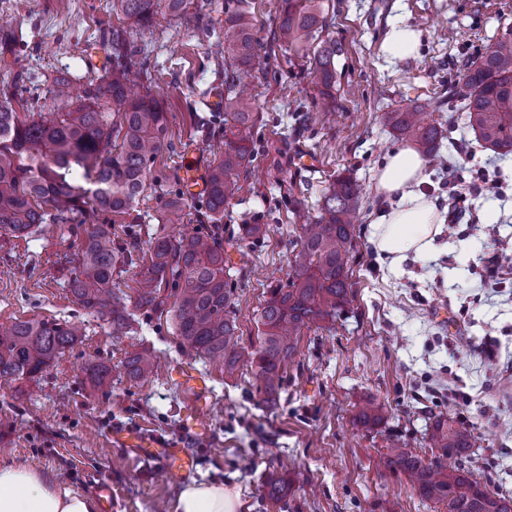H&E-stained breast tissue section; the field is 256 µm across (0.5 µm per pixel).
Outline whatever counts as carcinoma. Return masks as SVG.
<instances>
[{"mask_svg": "<svg viewBox=\"0 0 512 512\" xmlns=\"http://www.w3.org/2000/svg\"><path fill=\"white\" fill-rule=\"evenodd\" d=\"M112 12L140 25L165 8L175 17L187 0H111ZM328 27L323 0H280L279 26L273 40L309 60L323 103L336 100V57L342 47L322 38ZM259 56L250 0L224 5V155L209 170L206 208L213 230L175 235L167 227L183 223V192L167 201L159 225L132 224L130 242H112V227L95 224L85 231L72 264L70 293L84 309L109 318L112 335L126 336L138 323L136 312H169L180 346L198 354L224 358V372L247 367L259 404L277 405L286 369L298 355L303 330L333 324L350 302L349 260L352 227L361 189L349 174H338L310 223L302 225L300 249L287 281L271 285L257 321V345H240L234 283L226 274L224 239L220 235L224 207L237 196L239 169L254 155L253 129L258 121L241 74ZM123 51L112 45V74L83 91L64 76L52 80L49 93L55 111L43 115L29 106L20 114L13 92L0 89V238H28L44 224H59L86 208L131 214L146 188L155 158L167 147V119L158 100L132 93L137 72ZM465 125L484 146L502 156L512 153V31L465 64ZM440 109L434 97L419 106L392 110L384 116L393 135L416 145L427 158H441L444 131L421 122L420 110ZM267 235L264 224H240L236 239L257 245ZM138 267L134 295L114 282V273ZM173 303H168V299ZM82 336L67 320L31 318L0 330V378L31 379L53 363ZM129 377H157L162 366L152 356L133 353L125 362ZM379 409L360 408L358 422L376 426ZM426 446L438 459L426 460L390 443L386 465L409 475L424 501L447 504L448 512H512V496L492 492L470 478L462 467L441 459L467 460L474 455L472 431L453 417L438 415L429 427ZM291 479L270 473L261 482L264 499L283 501Z\"/></svg>", "mask_w": 512, "mask_h": 512, "instance_id": "cac0c4a2", "label": "carcinoma"}]
</instances>
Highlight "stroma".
<instances>
[{
  "label": "stroma",
  "mask_w": 512,
  "mask_h": 512,
  "mask_svg": "<svg viewBox=\"0 0 512 512\" xmlns=\"http://www.w3.org/2000/svg\"><path fill=\"white\" fill-rule=\"evenodd\" d=\"M254 32L264 63L248 83L255 154L241 171L242 190L224 210L225 230L264 224L258 246L230 248V274L242 334L249 346L271 282L286 280L299 248L302 216L315 215L339 172L357 178L362 195L351 252L353 295L332 329L305 332L297 366L279 406L257 405L245 370L224 371L222 360L181 349L165 317L140 314L132 336H113L107 317L81 307L70 294L65 263L85 230L83 215L51 224L26 239L0 244V327L30 318L81 324L83 336L36 377L0 381V462H16L95 495L112 481V512H174L182 480L157 463L118 447L112 434L129 429L179 442L195 460L194 478L236 485L245 512H448L421 501L408 478L384 462L388 440L431 458L427 425L445 412L472 428L474 480L512 495V288L485 286L483 233L497 226L512 239V155L476 145L461 117L462 63L512 29V0H328L326 38L343 47L336 60L341 88L331 120H323L319 89L306 62L273 40L279 0H252ZM197 5L176 18L157 16L140 27L112 13L108 0H0V82L13 83L22 102L53 109L44 76H68L80 87L104 75L112 35L121 33L144 86L167 112L168 147L155 159L139 201L143 223H157L183 172H208L224 149V114L204 98L223 90L217 36L224 12L197 19ZM418 28L415 57L390 58L382 42L394 24ZM431 97L430 113L452 144L428 165L420 190L440 218L430 250L409 256L398 272L370 241V216L390 209L372 180L401 148L381 116ZM475 153L462 164L457 144ZM316 165L303 167V154ZM485 171L501 181L497 199L455 201L448 177L463 182ZM147 350L168 368L164 378H129L128 354ZM110 368V382L92 388L86 368ZM199 375L204 390L179 380ZM384 407L374 428L355 421L367 402ZM205 430L188 429V415ZM293 480L286 501L263 500L258 486L270 471Z\"/></svg>",
  "instance_id": "obj_1"
}]
</instances>
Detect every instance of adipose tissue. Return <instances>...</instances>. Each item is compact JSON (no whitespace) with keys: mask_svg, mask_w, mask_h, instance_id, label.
<instances>
[{"mask_svg":"<svg viewBox=\"0 0 512 512\" xmlns=\"http://www.w3.org/2000/svg\"><path fill=\"white\" fill-rule=\"evenodd\" d=\"M425 162L406 147L389 155L373 177L376 194L397 198L396 208L370 221L371 242L398 269L409 254L427 252L437 222L433 203L418 191L425 180ZM239 492L210 479L185 484L175 512H241ZM0 512H96L92 497L21 464H0Z\"/></svg>","mask_w":512,"mask_h":512,"instance_id":"1","label":"adipose tissue"}]
</instances>
